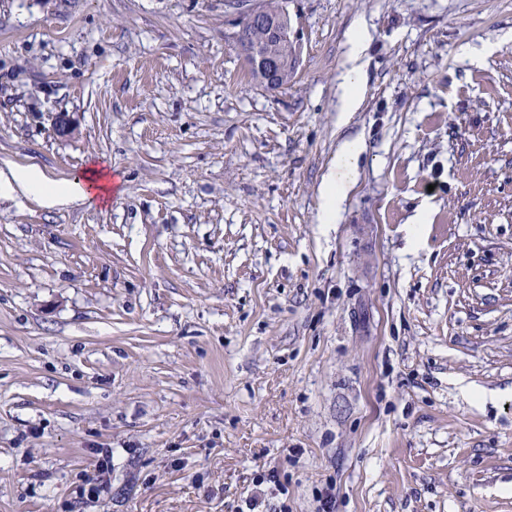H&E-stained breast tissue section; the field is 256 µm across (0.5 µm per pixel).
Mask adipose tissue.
<instances>
[{"mask_svg": "<svg viewBox=\"0 0 512 512\" xmlns=\"http://www.w3.org/2000/svg\"><path fill=\"white\" fill-rule=\"evenodd\" d=\"M370 37L366 30L355 29L349 41L344 71L339 85V110L342 115L355 112L366 80L365 57ZM362 151L360 141L344 142L336 154L321 187L318 221L335 223L340 204L353 179L358 157ZM0 195L33 196L49 207L65 206L74 202L103 203L112 197V176L104 168L93 166L84 171L80 179L55 182L38 168L10 167L0 170Z\"/></svg>", "mask_w": 512, "mask_h": 512, "instance_id": "adipose-tissue-1", "label": "adipose tissue"}]
</instances>
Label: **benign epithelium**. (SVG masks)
<instances>
[{"mask_svg":"<svg viewBox=\"0 0 512 512\" xmlns=\"http://www.w3.org/2000/svg\"><path fill=\"white\" fill-rule=\"evenodd\" d=\"M225 7L227 22L234 28L233 42L242 55L250 58L254 80L270 91L288 86L277 60L251 40V29L261 28L268 35L289 41L294 58L301 59L303 44L298 21L290 16L288 2H283L277 15L267 13L261 0H227Z\"/></svg>","mask_w":512,"mask_h":512,"instance_id":"obj_1","label":"benign epithelium"}]
</instances>
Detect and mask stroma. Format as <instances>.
Listing matches in <instances>:
<instances>
[{
    "instance_id": "1",
    "label": "stroma",
    "mask_w": 512,
    "mask_h": 512,
    "mask_svg": "<svg viewBox=\"0 0 512 512\" xmlns=\"http://www.w3.org/2000/svg\"><path fill=\"white\" fill-rule=\"evenodd\" d=\"M288 9L273 92L224 0H0V169L117 185L0 196V512H512V0ZM370 37L366 30L359 27L352 32L344 71L339 85V108L341 119L355 112L366 80L365 57ZM362 150V144L358 140L345 141L341 145L336 154V161L323 179L318 223H336L341 201L350 188ZM0 195L35 196L47 207L74 202L106 204L112 197V174L102 167L91 166L73 182H55L38 168L7 167L0 170Z\"/></svg>"
}]
</instances>
